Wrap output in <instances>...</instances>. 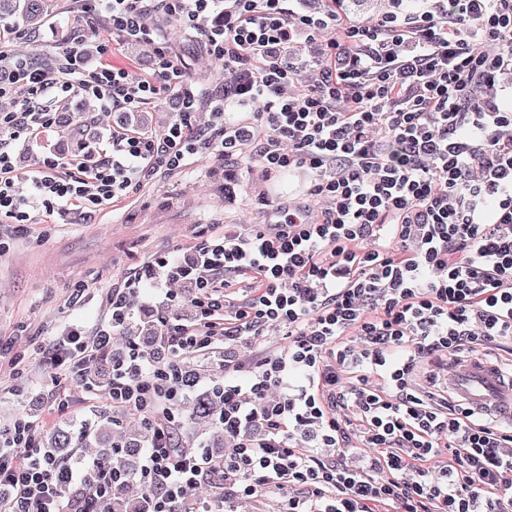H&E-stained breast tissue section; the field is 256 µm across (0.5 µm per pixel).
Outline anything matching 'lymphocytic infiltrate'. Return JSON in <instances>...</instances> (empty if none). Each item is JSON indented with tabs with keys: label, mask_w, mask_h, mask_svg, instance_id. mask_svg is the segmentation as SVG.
<instances>
[{
	"label": "lymphocytic infiltrate",
	"mask_w": 512,
	"mask_h": 512,
	"mask_svg": "<svg viewBox=\"0 0 512 512\" xmlns=\"http://www.w3.org/2000/svg\"><path fill=\"white\" fill-rule=\"evenodd\" d=\"M119 43H151L150 75L110 58L91 64L75 37L52 63L11 56L0 78V222L89 219L143 183L199 154L231 163L254 148L270 173L311 176L317 212L280 206L270 224L232 226L160 257L109 296L111 316L93 335L68 327L48 362L53 378H81L88 399L133 413L151 431L131 470L97 459L56 458L27 415L0 429V512H100L103 478L138 485L151 512H225L259 493L278 512H512V429L422 391L421 359L468 345L512 343V112L500 105L512 75V0H434L417 17L369 24L300 15L291 0H98ZM225 24L209 25L215 10ZM200 30L224 67L220 91L189 81L153 22ZM335 29L320 59L291 49L289 29ZM103 110L172 98L158 134L121 123L94 163L40 157L23 192L16 141H40L76 95ZM261 109L233 122L227 112ZM208 110L209 131L195 114ZM163 308L154 343L112 348L143 289ZM191 316H183V305ZM287 345L265 347L266 329ZM252 346L224 361V453L182 447L178 401L197 379L167 367L216 344ZM105 363L107 392L83 379ZM359 439L370 457L347 459ZM208 482L221 505L187 504Z\"/></svg>",
	"instance_id": "obj_1"
}]
</instances>
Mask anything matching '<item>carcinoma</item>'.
<instances>
[{
  "label": "carcinoma",
  "instance_id": "cac0c4a2",
  "mask_svg": "<svg viewBox=\"0 0 512 512\" xmlns=\"http://www.w3.org/2000/svg\"><path fill=\"white\" fill-rule=\"evenodd\" d=\"M49 4L48 0H0V16L6 15L20 19L25 26L32 30L38 29L44 22ZM125 338L139 344L141 351L151 354L153 348L154 326L147 323L138 324L131 331L124 330ZM224 410V396L216 388L195 395L191 401L189 417L202 430L209 433L207 447L213 449L215 454L224 451V430L213 428V422ZM113 419H103L99 422L84 425L79 431L58 429L45 439V447L62 460H67L73 455L75 448L97 449L96 457L105 465L112 464L132 468L133 461L130 454L116 449H134L141 444L143 436L135 434L126 442L119 444L112 441ZM106 512H134L136 509L149 508V502L142 501L134 504L127 498L126 486L115 483L106 484L101 500Z\"/></svg>",
  "mask_w": 512,
  "mask_h": 512
}]
</instances>
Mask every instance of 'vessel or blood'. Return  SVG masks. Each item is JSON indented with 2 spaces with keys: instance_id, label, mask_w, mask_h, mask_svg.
<instances>
[{
  "instance_id": "1",
  "label": "vessel or blood",
  "mask_w": 512,
  "mask_h": 512,
  "mask_svg": "<svg viewBox=\"0 0 512 512\" xmlns=\"http://www.w3.org/2000/svg\"><path fill=\"white\" fill-rule=\"evenodd\" d=\"M448 391L459 404L477 414L512 421V376H504L483 356L453 360Z\"/></svg>"
}]
</instances>
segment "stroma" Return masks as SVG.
I'll list each match as a JSON object with an SVG mask.
<instances>
[{
  "label": "stroma",
  "mask_w": 512,
  "mask_h": 512,
  "mask_svg": "<svg viewBox=\"0 0 512 512\" xmlns=\"http://www.w3.org/2000/svg\"><path fill=\"white\" fill-rule=\"evenodd\" d=\"M83 5L84 0H50V16L35 31L8 18L7 26L20 32L19 39L11 41V49L47 58L79 34L86 39L90 61H97L98 37L80 22ZM156 24L189 79L205 87L220 83L224 70L211 60L199 34L163 15ZM68 105V123H55L32 148L16 147L19 167H28L44 153L62 161L97 155L109 129L124 117L119 109L100 111L96 101L81 95L71 98ZM226 172L223 161L201 155L184 171L156 178L134 191L111 214L101 213L75 224H51L42 216L20 228L0 223V240L9 245L8 252L0 256V336L12 341V353L19 359L18 364L0 366V425L26 414L39 433L45 434L58 428L75 431L84 423L111 415L105 400H83L74 381L66 384L73 398L69 410L52 411L45 345L69 323L94 333L109 316L111 287L156 257H189L194 244L214 231L207 222L209 216L220 215L226 224H266L272 221L278 203L310 200V178L305 171L267 174L254 149H246L230 171L239 183L236 195L219 199L208 187ZM262 197L267 200L263 206L258 203ZM79 286L84 294L76 305L71 295Z\"/></svg>",
  "instance_id": "1"
}]
</instances>
